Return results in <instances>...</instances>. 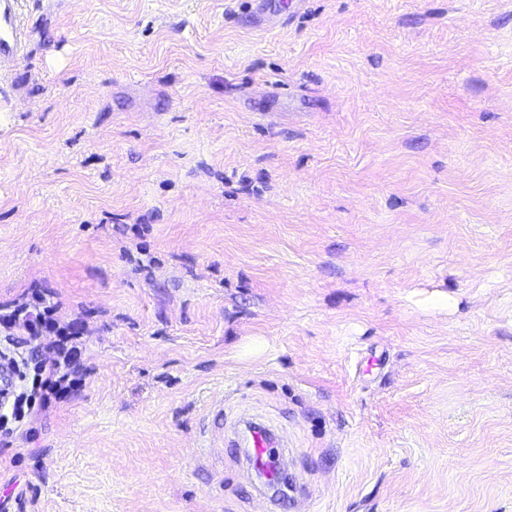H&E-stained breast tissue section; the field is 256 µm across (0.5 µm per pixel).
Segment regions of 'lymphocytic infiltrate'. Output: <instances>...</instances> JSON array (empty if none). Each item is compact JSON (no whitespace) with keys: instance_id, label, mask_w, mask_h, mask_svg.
Returning <instances> with one entry per match:
<instances>
[{"instance_id":"obj_1","label":"lymphocytic infiltrate","mask_w":512,"mask_h":512,"mask_svg":"<svg viewBox=\"0 0 512 512\" xmlns=\"http://www.w3.org/2000/svg\"><path fill=\"white\" fill-rule=\"evenodd\" d=\"M59 307L38 291L22 303L0 306V360L16 374L11 393L0 400L1 442L85 384L86 343L72 326L59 323Z\"/></svg>"}]
</instances>
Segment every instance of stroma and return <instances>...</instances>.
Masks as SVG:
<instances>
[{
  "label": "stroma",
  "mask_w": 512,
  "mask_h": 512,
  "mask_svg": "<svg viewBox=\"0 0 512 512\" xmlns=\"http://www.w3.org/2000/svg\"><path fill=\"white\" fill-rule=\"evenodd\" d=\"M22 12L0 304L89 363L7 512H512V0ZM249 443L254 449L253 458L255 465L262 469L269 480H274L277 468L273 462L270 448L284 447L276 436L267 428L255 425L250 433Z\"/></svg>",
  "instance_id": "1"
}]
</instances>
